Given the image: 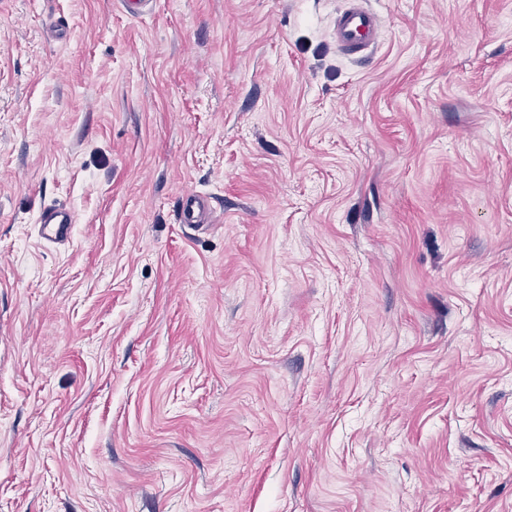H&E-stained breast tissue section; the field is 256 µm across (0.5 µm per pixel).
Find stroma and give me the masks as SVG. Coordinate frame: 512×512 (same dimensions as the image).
<instances>
[{"mask_svg":"<svg viewBox=\"0 0 512 512\" xmlns=\"http://www.w3.org/2000/svg\"><path fill=\"white\" fill-rule=\"evenodd\" d=\"M366 2L0 0V512H512V0ZM336 18V42L348 54H360L379 39V19L363 6L364 1L351 0ZM207 203L205 197L191 194L181 201L180 220L182 224H196L199 215L206 209ZM39 223L44 239L63 241L70 238L75 219L69 209H50L43 212Z\"/></svg>","mask_w":512,"mask_h":512,"instance_id":"obj_1","label":"stroma"}]
</instances>
